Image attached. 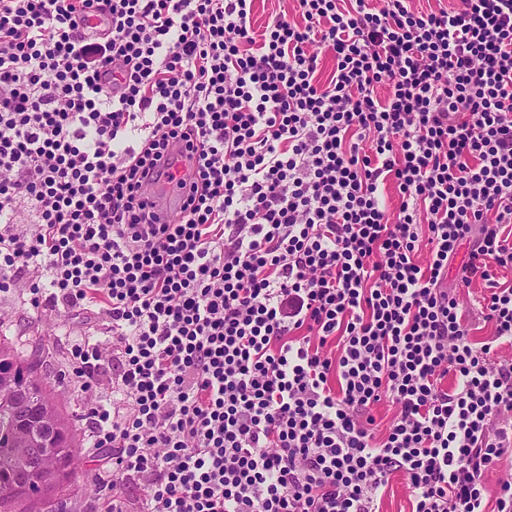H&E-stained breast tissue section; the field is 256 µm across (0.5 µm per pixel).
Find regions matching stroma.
I'll return each mask as SVG.
<instances>
[{"label": "stroma", "mask_w": 512, "mask_h": 512, "mask_svg": "<svg viewBox=\"0 0 512 512\" xmlns=\"http://www.w3.org/2000/svg\"><path fill=\"white\" fill-rule=\"evenodd\" d=\"M107 324L102 314L69 318L60 310L37 313L30 305L29 294L0 291V339L8 341L21 355L39 356V372L69 415L79 441L75 480L62 492L72 512H91L99 463L86 436L84 394L68 363L69 348L81 337L104 335Z\"/></svg>", "instance_id": "obj_1"}]
</instances>
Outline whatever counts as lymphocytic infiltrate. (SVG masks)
Returning a JSON list of instances; mask_svg holds the SVG:
<instances>
[{
	"label": "lymphocytic infiltrate",
	"instance_id": "f902f5d3",
	"mask_svg": "<svg viewBox=\"0 0 512 512\" xmlns=\"http://www.w3.org/2000/svg\"><path fill=\"white\" fill-rule=\"evenodd\" d=\"M252 11L0 0V291L109 320L96 512H512V0ZM382 512H410V490L407 481L395 476L382 500Z\"/></svg>",
	"mask_w": 512,
	"mask_h": 512
}]
</instances>
